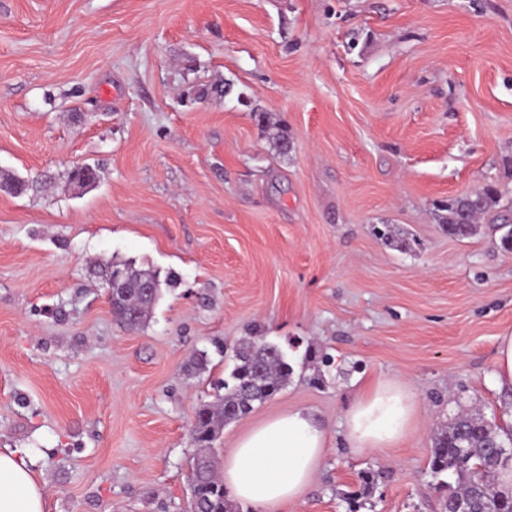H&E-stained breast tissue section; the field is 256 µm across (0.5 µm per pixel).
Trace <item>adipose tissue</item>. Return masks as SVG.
<instances>
[{"mask_svg": "<svg viewBox=\"0 0 512 512\" xmlns=\"http://www.w3.org/2000/svg\"><path fill=\"white\" fill-rule=\"evenodd\" d=\"M415 395L401 382L377 381L344 416V440L357 450L395 447L412 430ZM328 430L312 410L297 407L251 429L225 457V487L256 512L303 503L322 462ZM47 496L27 453L0 448V512H46Z\"/></svg>", "mask_w": 512, "mask_h": 512, "instance_id": "adipose-tissue-1", "label": "adipose tissue"}]
</instances>
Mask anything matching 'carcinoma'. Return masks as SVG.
<instances>
[{"label": "carcinoma", "mask_w": 512, "mask_h": 512, "mask_svg": "<svg viewBox=\"0 0 512 512\" xmlns=\"http://www.w3.org/2000/svg\"><path fill=\"white\" fill-rule=\"evenodd\" d=\"M501 193L493 186L451 197L441 207L440 221L448 236L470 237L485 218L497 216ZM231 380L224 382V396L199 406L191 436L196 452L190 478L196 481L189 507L192 512H240L216 476L213 444L225 424L247 415L255 403L278 393L287 383L291 366L285 354L264 337L253 336L235 354ZM512 465V430L492 426L478 413L462 412L435 434L431 473L447 475L440 486L448 489L443 512H512V488L498 482L499 471Z\"/></svg>", "instance_id": "carcinoma-1"}]
</instances>
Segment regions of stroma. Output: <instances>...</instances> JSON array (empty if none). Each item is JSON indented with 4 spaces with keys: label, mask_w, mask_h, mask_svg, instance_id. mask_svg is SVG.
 <instances>
[{
    "label": "stroma",
    "mask_w": 512,
    "mask_h": 512,
    "mask_svg": "<svg viewBox=\"0 0 512 512\" xmlns=\"http://www.w3.org/2000/svg\"><path fill=\"white\" fill-rule=\"evenodd\" d=\"M488 182L512 202V0H0V448L31 455L48 512H186L195 412L260 333L292 375L219 456L306 407L329 437L291 512H348L369 470L359 512H441L435 434L512 423V254L437 210ZM114 260L176 279L143 328L90 271ZM380 379L418 424L348 448ZM494 383L499 390H512V332L498 336Z\"/></svg>",
    "instance_id": "35a3bbf8"
}]
</instances>
